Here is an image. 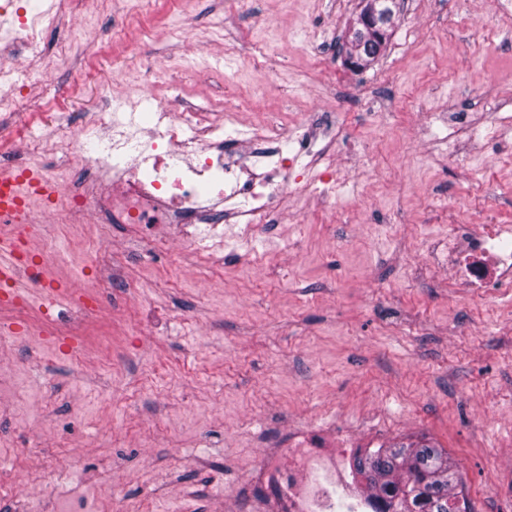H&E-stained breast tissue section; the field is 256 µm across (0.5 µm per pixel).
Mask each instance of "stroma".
<instances>
[{"mask_svg": "<svg viewBox=\"0 0 512 512\" xmlns=\"http://www.w3.org/2000/svg\"><path fill=\"white\" fill-rule=\"evenodd\" d=\"M364 0H75L45 28L52 95L0 109V135L48 112L64 140L97 112L238 111L243 127L341 124L331 195L200 263L183 229L130 257L111 225L33 227L57 280L126 302L74 373L56 341L0 342V512H282L262 467L306 440L349 453L426 439L469 512H512V288L451 284L454 224L512 225V24L497 0H395L378 56L348 61ZM265 46L264 67L250 62ZM465 112L466 134L442 119Z\"/></svg>", "mask_w": 512, "mask_h": 512, "instance_id": "1", "label": "stroma"}]
</instances>
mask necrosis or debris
<instances>
[{"instance_id":"necrosis-or-debris-1","label":"necrosis or debris","mask_w":512,"mask_h":512,"mask_svg":"<svg viewBox=\"0 0 512 512\" xmlns=\"http://www.w3.org/2000/svg\"><path fill=\"white\" fill-rule=\"evenodd\" d=\"M235 122L229 112L223 125L211 126L203 112L175 115L160 104L141 119L113 121L105 146L89 159L84 156L85 140L71 136L60 149L84 160L89 173L103 174L97 192L89 194L63 177L46 176L42 191L23 188V207L88 215L134 229L142 240L164 249L171 246L169 225L193 224L197 230L190 239L204 256L223 250L226 214L241 213L246 220L237 238L241 246H249L258 228L280 222L288 195L312 191L310 182L292 177L291 171L316 152L317 143L278 125L227 136V126ZM228 138L234 143L229 153L224 150ZM262 139L276 141L275 150L260 151ZM439 263L449 279L465 287L512 288V225H456ZM101 304L99 294H75L66 304L65 321L45 328V335L85 347V320ZM266 469L288 512H339V495L348 489L341 458L299 447L291 449L285 465L268 457Z\"/></svg>"}]
</instances>
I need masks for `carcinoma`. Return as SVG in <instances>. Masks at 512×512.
I'll list each match as a JSON object with an SVG mask.
<instances>
[{
  "label": "carcinoma",
  "mask_w": 512,
  "mask_h": 512,
  "mask_svg": "<svg viewBox=\"0 0 512 512\" xmlns=\"http://www.w3.org/2000/svg\"><path fill=\"white\" fill-rule=\"evenodd\" d=\"M387 28L386 23L374 22L372 3H367L350 41L363 46V51L349 53L353 64L360 67L380 53ZM352 467L366 482L368 500L382 505L377 512H467L456 493L457 466L442 448L395 444L356 455Z\"/></svg>",
  "instance_id": "obj_1"
}]
</instances>
